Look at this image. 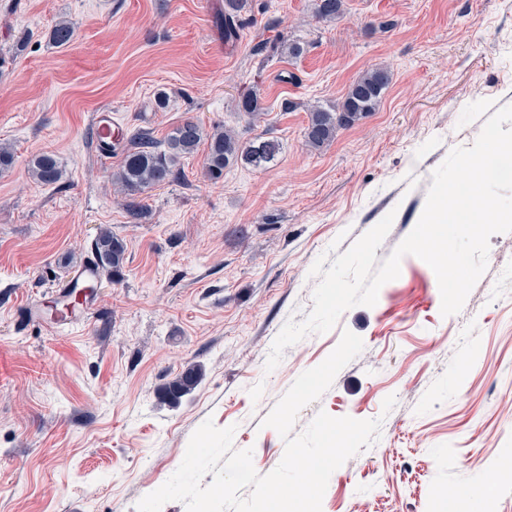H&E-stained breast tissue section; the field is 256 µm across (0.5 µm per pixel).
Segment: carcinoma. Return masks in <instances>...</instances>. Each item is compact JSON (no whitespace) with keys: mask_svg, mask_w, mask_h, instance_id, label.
<instances>
[{"mask_svg":"<svg viewBox=\"0 0 512 512\" xmlns=\"http://www.w3.org/2000/svg\"><path fill=\"white\" fill-rule=\"evenodd\" d=\"M248 6L249 0H224V31L228 35L235 34L236 22ZM314 12L322 20L337 21L346 15L347 7L345 0H314ZM73 36L74 26L69 21L59 22L49 32V40L59 47L69 45ZM391 82L392 74L387 68L372 67L349 85L336 108L318 104L308 107V124L304 130L306 146L321 150L334 142L340 131L367 118L377 110ZM238 108L255 123L264 115L261 98L254 92L243 94ZM202 145L205 146V175L214 183L223 180L224 172L240 162L268 168L277 163L282 152L280 141L264 133L245 141L232 128L216 126L208 131L201 122L187 119L162 141L149 131L134 134L115 179L129 196L170 185L182 177L181 169L177 168L179 159L193 155ZM30 172L38 183L48 186L59 183L65 176L60 158L52 152L35 155L30 161ZM92 249L102 270L113 275L121 272L125 248L111 229L99 228ZM200 380L201 370L194 365L187 367L163 387V400L177 403L196 388Z\"/></svg>","mask_w":512,"mask_h":512,"instance_id":"1","label":"carcinoma"}]
</instances>
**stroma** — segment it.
Returning a JSON list of instances; mask_svg holds the SVG:
<instances>
[{"mask_svg": "<svg viewBox=\"0 0 512 512\" xmlns=\"http://www.w3.org/2000/svg\"><path fill=\"white\" fill-rule=\"evenodd\" d=\"M63 20L75 34L59 48L48 35ZM279 38L304 54L255 53ZM375 66L393 74L376 112L309 149L306 105H336ZM252 89L265 107L255 125L238 110ZM505 105L512 0H348L332 22L314 0H252L233 37L224 0H0V145L14 153L0 172V512H135L208 419L234 427V449L270 473L285 441L263 419L347 330L363 350L293 431L322 410L381 419L389 433L332 473L322 512H512V232L491 236L457 314L442 316L434 271L407 255L374 306L348 309L265 368L285 323L313 308L316 259L389 215L376 251L386 259L418 222L434 170ZM105 107L132 134L161 140L194 118L247 140L269 131L282 153L217 183L203 152L184 157L185 181L143 193L135 219L112 184L125 148L105 158L92 139ZM44 151L65 164L60 184L30 174ZM103 226L126 263L103 275L90 313L52 329V293ZM190 363L201 384L163 403L160 387Z\"/></svg>", "mask_w": 512, "mask_h": 512, "instance_id": "obj_1", "label": "stroma"}]
</instances>
